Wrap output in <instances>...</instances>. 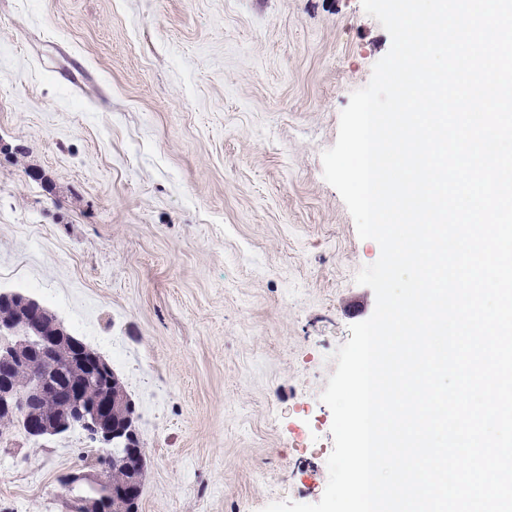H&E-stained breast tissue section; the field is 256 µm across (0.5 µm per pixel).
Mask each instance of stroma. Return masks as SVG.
<instances>
[{
	"mask_svg": "<svg viewBox=\"0 0 512 512\" xmlns=\"http://www.w3.org/2000/svg\"><path fill=\"white\" fill-rule=\"evenodd\" d=\"M390 46L361 0H0V291L119 341L138 512L321 499L320 395L380 256L321 154ZM85 437L13 429L0 512L107 481Z\"/></svg>",
	"mask_w": 512,
	"mask_h": 512,
	"instance_id": "35a3bbf8",
	"label": "stroma"
}]
</instances>
